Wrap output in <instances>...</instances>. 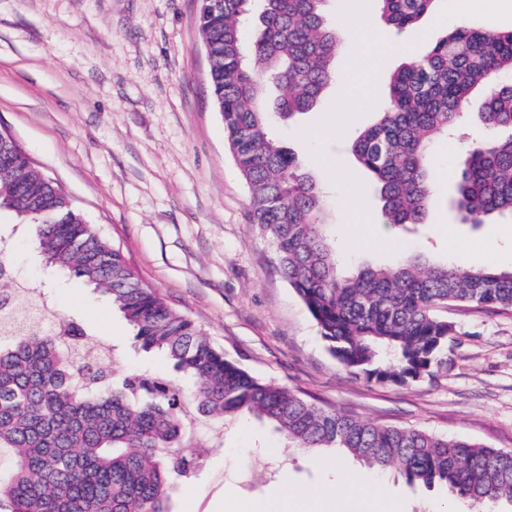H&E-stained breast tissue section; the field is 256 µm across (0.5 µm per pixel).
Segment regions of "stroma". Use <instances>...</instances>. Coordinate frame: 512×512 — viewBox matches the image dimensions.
<instances>
[{"label": "stroma", "instance_id": "stroma-1", "mask_svg": "<svg viewBox=\"0 0 512 512\" xmlns=\"http://www.w3.org/2000/svg\"><path fill=\"white\" fill-rule=\"evenodd\" d=\"M198 13V0H0V128L123 251L146 285L257 378L381 425L512 450V311L448 309L456 326L448 367L411 384L354 375L329 352L253 221L212 95ZM341 88L333 80L314 111L274 118L270 128L326 187L329 232L339 244L340 193L296 133L318 121ZM374 118L369 112L352 122L329 152L364 183L371 217L380 222V199L349 150ZM468 149L454 137L437 140L425 227L381 231L431 257H446L453 240L492 247L512 261V221L474 227L452 206L455 180L444 171H459ZM0 236L11 245L4 260L13 271L0 290L24 282L59 316L114 346L115 378L143 373L187 388L163 354L135 346L127 321L104 296L47 269L31 229L11 213H0ZM191 430L207 443L204 462L193 478L172 481L166 512H228L240 499L296 497L321 484L348 492L336 471L321 470L313 454L289 447L256 419L197 414ZM380 491L399 500L400 512H512L511 502L463 501L394 471L384 472Z\"/></svg>", "mask_w": 512, "mask_h": 512}]
</instances>
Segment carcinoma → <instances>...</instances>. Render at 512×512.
<instances>
[{
	"mask_svg": "<svg viewBox=\"0 0 512 512\" xmlns=\"http://www.w3.org/2000/svg\"><path fill=\"white\" fill-rule=\"evenodd\" d=\"M251 0H217L200 21L210 83L229 151L248 187L254 222L283 275L316 321L330 353L367 379L408 384L448 365L455 326L448 306L512 310V268H462L408 250L388 265L339 268L327 205L314 178L269 132L271 115L315 109L335 75L336 30L325 0H265L252 42L242 25ZM403 32L438 0H378ZM512 31L458 26L391 75L387 101L351 153L376 183L384 223H424L432 189L431 145L478 104L494 133L471 146L452 204L462 223L512 218ZM32 228L47 267L106 296L146 350H160L193 382L188 395L138 374L111 383V349L56 318L47 333L14 326L18 288L0 293V512H165L170 477L189 478L202 451L186 435L184 402L214 417L253 416L295 448H332L409 483L456 496L512 502V451L420 429L383 426L325 409L261 381L224 355L192 319L144 284L29 157L0 141V211Z\"/></svg>",
	"mask_w": 512,
	"mask_h": 512,
	"instance_id": "obj_1",
	"label": "carcinoma"
}]
</instances>
